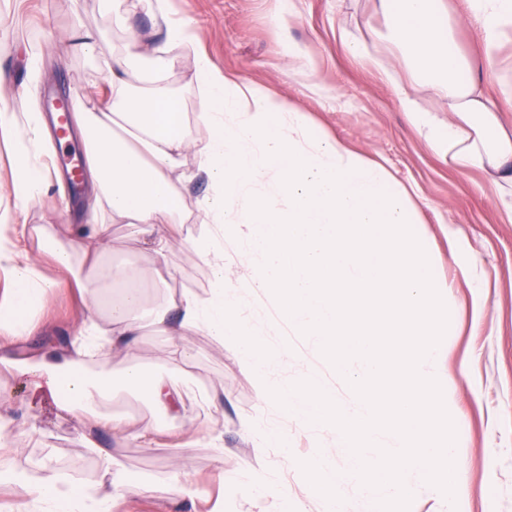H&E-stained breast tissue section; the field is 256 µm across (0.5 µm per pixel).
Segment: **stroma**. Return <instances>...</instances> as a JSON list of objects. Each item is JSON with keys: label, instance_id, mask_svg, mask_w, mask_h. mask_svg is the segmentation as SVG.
I'll return each instance as SVG.
<instances>
[{"label": "stroma", "instance_id": "1", "mask_svg": "<svg viewBox=\"0 0 512 512\" xmlns=\"http://www.w3.org/2000/svg\"><path fill=\"white\" fill-rule=\"evenodd\" d=\"M294 3L296 14L282 29L271 22L275 0H170L176 15L196 20L197 47L220 69L264 85L352 150L383 165L406 187L439 255L427 273L448 286V301L441 308L448 323L443 338L448 406L442 421L460 463L456 509L512 512V218L483 172L449 169L405 124L395 86L412 87L419 107L438 121H447L448 106L426 82L414 81L403 58L380 41L386 22L374 0ZM104 23L97 0H0V24L12 31L11 39L0 43V83L10 90L28 86L27 48L33 37L41 35L45 50L39 88L64 93L79 89L89 101H97L104 86L97 64L67 54L62 41L75 27L91 29ZM289 41L308 51L309 68H298L285 54ZM349 41L366 45L375 64L352 58L345 47ZM13 164L11 141L0 135V210L11 208L12 232L25 234L28 254L34 259L41 255L37 228L47 226L58 237H69L78 222V205L65 191L54 190L42 202L16 207L9 190ZM194 231V225H183L161 261L131 236L126 225H110L107 241L114 262L138 268L151 301L160 277L172 295L206 287L208 270L191 244ZM42 271L60 283L46 297L39 315L42 336L48 341L72 332L82 317V306L71 275L48 264ZM243 308L252 326L266 337L275 380L301 385L322 381L332 390L338 410L359 414V393L339 379L332 347L317 345L288 327L271 298L245 297ZM190 343L192 358L182 377L192 387L207 388L215 406L198 407L190 390L183 394L189 421L181 434L161 435L147 444L114 434L99 437L128 474L152 486L148 494H128L124 512H287L286 504L277 500L249 503L234 492L219 491L212 479L208 444L212 428L223 432L227 478L247 466L248 447L238 427L244 414L271 419L290 459L316 456L338 471L349 468L353 451L336 437L326 415H317L308 428H298L280 409L259 404L251 376L241 371L231 353L202 334L191 336ZM0 386L11 395L16 417L13 435L24 450L20 467L34 469L50 451L62 471L88 482L100 480L96 460L84 446L89 422L56 413L51 401L33 402L28 377L1 366ZM32 419L43 427L37 441L25 433ZM174 472L198 489L195 500L170 491L166 477Z\"/></svg>", "mask_w": 512, "mask_h": 512}]
</instances>
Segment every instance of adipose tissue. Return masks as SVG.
Masks as SVG:
<instances>
[{"label":"adipose tissue","instance_id":"ef3b65f1","mask_svg":"<svg viewBox=\"0 0 512 512\" xmlns=\"http://www.w3.org/2000/svg\"><path fill=\"white\" fill-rule=\"evenodd\" d=\"M463 3L480 38L478 64L460 53L443 0H378V10L389 20L388 45L447 102V123L421 110L411 88H396L395 95L406 123L447 159L449 168L491 171L506 208L512 209V132L503 128L497 105L484 91L485 67L495 64L512 40V0ZM98 4L110 15L111 27H78L67 36L75 53L97 61L106 83L95 103L74 96L86 156L83 222L64 240L40 232L54 267L69 272L80 263L94 278L78 286L84 312L71 337L27 351L39 309L58 282L23 256L19 238L0 234V272L11 284L0 296V365L30 376L33 392L50 397L58 412L77 407L93 412L84 441L101 478L79 483L45 458L23 481L18 512H118L124 491H148V484L129 480L98 436L114 433L141 441L184 427L182 393L172 376L192 357L185 342L192 333H206L225 347L253 376L261 402L280 403L298 427L307 428L310 413L326 407V393L318 386L272 384L265 343L240 311L245 292L280 301L289 324L302 327L315 342L342 345L337 368L358 388L363 411L356 418L339 412L332 420L365 472L359 491L390 505L392 512H407L419 488L454 506L453 444L430 420L444 403L443 319L437 308L447 289L423 273L433 259L432 246L417 227V208L407 189L285 99L226 73L197 52L195 22L172 18L168 0ZM138 12L159 26L161 39L148 50L127 32L130 15ZM116 30L127 38L114 48ZM175 49L194 53L199 99L191 114L183 112L170 82L169 55ZM19 96L24 104L17 109L0 86V134L10 137L22 156L11 194L24 206L47 197L59 176L45 160L46 120L30 89ZM194 124L206 129L205 143L192 137ZM198 178L207 181L209 191L187 205L181 188ZM187 222L197 225L192 244L209 270L208 285L147 304L138 271L106 262L107 227L127 225L162 259L171 225ZM239 239L254 251L245 273L236 275L225 269L224 260L231 242ZM148 329L164 340L166 373L129 365L121 382L145 393L162 420L143 425L128 413L99 412L112 394V381L90 375L88 354L102 360L128 356ZM396 341L408 350L400 370L404 388L387 397L370 383L388 371L380 353ZM240 431L252 462L236 492L247 501L265 494L287 501L290 490L272 478L267 462L279 434L252 416L241 419Z\"/></svg>","mask_w":512,"mask_h":512}]
</instances>
